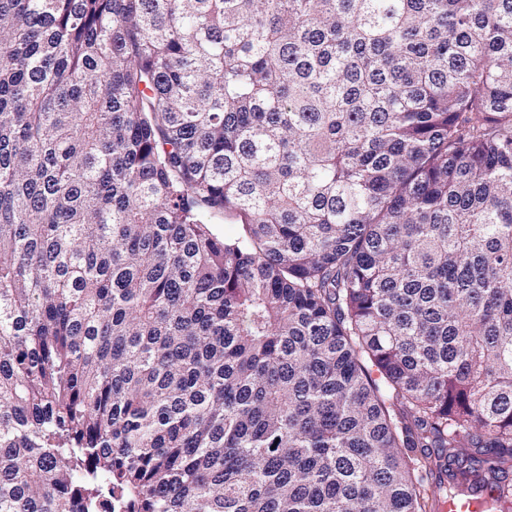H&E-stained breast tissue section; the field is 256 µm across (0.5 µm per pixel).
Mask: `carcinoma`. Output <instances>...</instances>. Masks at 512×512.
Segmentation results:
<instances>
[{
    "label": "carcinoma",
    "mask_w": 512,
    "mask_h": 512,
    "mask_svg": "<svg viewBox=\"0 0 512 512\" xmlns=\"http://www.w3.org/2000/svg\"><path fill=\"white\" fill-rule=\"evenodd\" d=\"M465 490L512 512V0H0V512ZM206 222L212 232L221 239L235 240L242 232L241 224L222 212H213L207 215Z\"/></svg>",
    "instance_id": "1"
}]
</instances>
